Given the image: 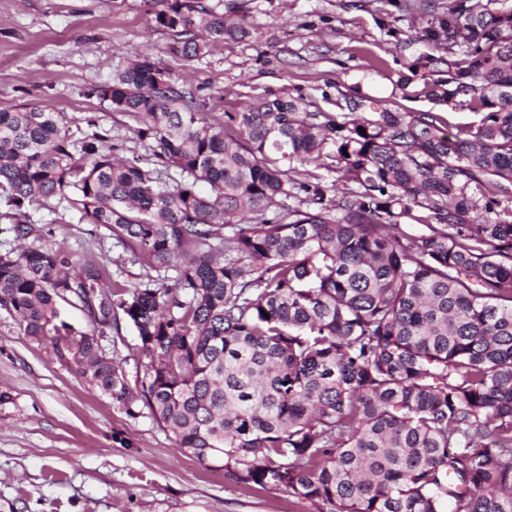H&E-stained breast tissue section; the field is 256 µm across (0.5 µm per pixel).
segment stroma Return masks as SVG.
<instances>
[{"instance_id":"stroma-1","label":"stroma","mask_w":512,"mask_h":512,"mask_svg":"<svg viewBox=\"0 0 512 512\" xmlns=\"http://www.w3.org/2000/svg\"><path fill=\"white\" fill-rule=\"evenodd\" d=\"M228 21L250 23L251 40L212 45L201 59L172 55V35L155 22L152 0H0V110L47 102L72 129L88 120L151 158L136 120L96 94L145 55L191 89L216 120L261 97L294 98L310 112L339 116L375 99L398 112L435 110L446 122L475 113L420 97L437 72L425 30L448 0H201ZM28 222L50 244L93 256L111 278L135 285L151 271L97 224L56 203ZM106 355L135 383L144 362L122 310L101 337ZM0 512H316L281 490L248 491L176 448L148 409L131 416L81 375L71 356L25 336L0 307Z\"/></svg>"}]
</instances>
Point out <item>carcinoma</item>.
Instances as JSON below:
<instances>
[{
  "instance_id": "carcinoma-1",
  "label": "carcinoma",
  "mask_w": 512,
  "mask_h": 512,
  "mask_svg": "<svg viewBox=\"0 0 512 512\" xmlns=\"http://www.w3.org/2000/svg\"><path fill=\"white\" fill-rule=\"evenodd\" d=\"M155 2L186 60L253 38L199 0ZM491 3L450 0L423 35L447 78L421 93L472 123L280 97L220 123L147 56L98 95L151 161L48 106L0 110V233L24 243L0 254V306L241 488L317 512H512V8ZM320 158L358 190L326 199L305 179ZM301 192L305 209L279 207ZM52 199L169 283L104 291L103 265L20 220ZM69 299L89 332L59 320ZM116 307L146 359L133 388L98 341Z\"/></svg>"
}]
</instances>
